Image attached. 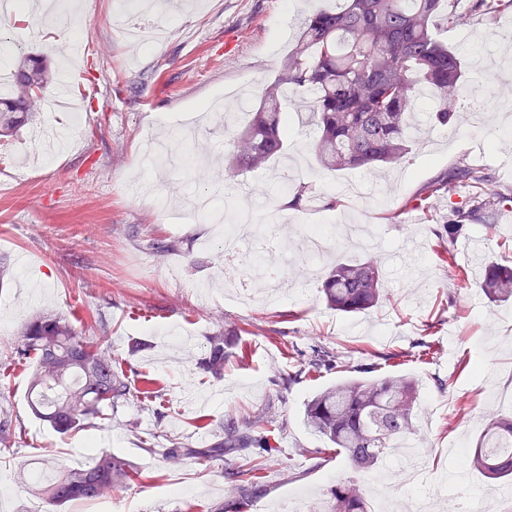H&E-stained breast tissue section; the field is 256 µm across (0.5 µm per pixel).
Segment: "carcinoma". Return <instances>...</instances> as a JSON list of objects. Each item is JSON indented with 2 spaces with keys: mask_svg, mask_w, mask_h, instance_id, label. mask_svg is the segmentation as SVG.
Listing matches in <instances>:
<instances>
[{
  "mask_svg": "<svg viewBox=\"0 0 512 512\" xmlns=\"http://www.w3.org/2000/svg\"><path fill=\"white\" fill-rule=\"evenodd\" d=\"M512 12V0H470L469 11L458 0H324L307 16L276 79L262 93L259 106L238 134L228 172L263 168L284 153L291 127L284 99L310 97V120L317 134L310 144L326 172L370 168L406 161L415 139L412 114L419 111L416 89L433 96L429 119L446 125L462 104L485 111L484 99L463 91L462 63L437 35V19L461 25L471 13ZM54 82L45 60L27 54L13 67L9 93L0 96V137L13 135L33 120L32 108ZM472 181L483 186L479 201L453 210L441 237L453 239L466 227L501 209H512V189H504L468 164L448 171L438 182ZM316 193L310 183L294 185L287 209H298ZM479 288L492 299H512V266L485 267ZM320 292L330 308L347 316L363 312L385 299V278L371 259L336 264L322 281ZM16 353L33 357L35 371L29 387L32 413L59 433L84 428L131 394L128 380L100 343L77 334L56 315L32 319L23 329ZM299 372L338 366L336 354L316 350L299 353ZM224 336L208 338L203 372L224 376ZM419 400L416 383L402 375H361L343 378L316 393L304 408V420L328 444L316 454L334 450L354 471L376 469L395 443L415 434L413 420ZM266 418L258 412L224 424V439L204 448H171L170 458L237 459L231 477L238 488L258 484V475L276 448L252 429ZM512 415H494L466 451L465 466L485 477L512 479ZM125 459L110 451L98 453L92 465L64 468L52 481L40 484V495L54 508L75 500L95 501L131 478ZM329 512H369L362 485L336 482L329 490Z\"/></svg>",
  "mask_w": 512,
  "mask_h": 512,
  "instance_id": "carcinoma-1",
  "label": "carcinoma"
}]
</instances>
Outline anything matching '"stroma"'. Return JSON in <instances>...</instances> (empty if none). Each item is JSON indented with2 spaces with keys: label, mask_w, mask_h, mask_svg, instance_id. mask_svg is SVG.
I'll return each mask as SVG.
<instances>
[{
  "label": "stroma",
  "mask_w": 512,
  "mask_h": 512,
  "mask_svg": "<svg viewBox=\"0 0 512 512\" xmlns=\"http://www.w3.org/2000/svg\"><path fill=\"white\" fill-rule=\"evenodd\" d=\"M86 19L78 35L90 52L79 60L88 93L80 101L76 136L44 157L37 128L54 118L39 107L36 126L7 141L0 164V415L14 424V441L0 444V512L44 507L33 475L92 463L90 444L125 459L138 477L95 503L73 501L63 512H215L238 493L228 477L231 462L185 458L169 462V439L209 445L223 435L228 416L269 409L276 452L247 512H287L292 494L306 512H325L328 489L349 471L341 459L316 462L323 447L303 420L304 405L318 391L369 366L374 375L407 374L423 393L416 410L414 445L431 481L442 482L430 512H459L470 488L489 492L479 472L458 469L449 444L466 445L492 410L512 413V302L490 301L478 282L483 268L467 264L465 238L485 243L486 259L512 264V211H499L490 226L471 225L465 237L440 244L436 229L453 210L474 203L477 188L459 184L431 191L436 178L459 163L485 155L484 169L512 186L502 166L512 160V136L499 112L481 126L468 110L446 126L421 119V135L405 164L379 171H322L306 146L315 136L293 118L286 157L267 168L228 176L225 161L239 126L248 122L263 89L294 43L298 23L321 0H158L155 9H130L125 25L115 18L127 0H83ZM442 38L460 55L466 78H480L477 93L491 89L512 105V86L500 83L498 62L512 68V30L484 14L466 25L444 26ZM49 52L53 67L69 59L71 43L15 42L0 26V59L16 64L21 53ZM236 125L225 128V113ZM314 181L320 198L284 209L285 186ZM356 181L362 194L342 196L325 209L322 196ZM163 185L172 198L222 185L230 200L252 208L257 223L282 208L281 239L297 250L305 230L332 224L336 231L316 269L289 256L286 296L268 299V282L252 273L249 257L236 269L252 293L235 300L230 269L208 221L176 224L146 192L132 184ZM420 198L419 208L408 205ZM423 243L406 250L409 236ZM158 239L178 241L158 254ZM453 255L454 269L439 259ZM338 257L372 258L385 274L387 298L355 317L326 306L320 276ZM66 318L76 332L103 343L126 371L132 395L92 427L59 434L36 419L27 402L33 363L18 361L16 341L40 314ZM223 333L229 365L217 379L199 370L209 336ZM147 348L128 357L131 340ZM321 343L343 365L306 374L288 386L282 378L299 368L298 351Z\"/></svg>",
  "instance_id": "obj_1"
}]
</instances>
